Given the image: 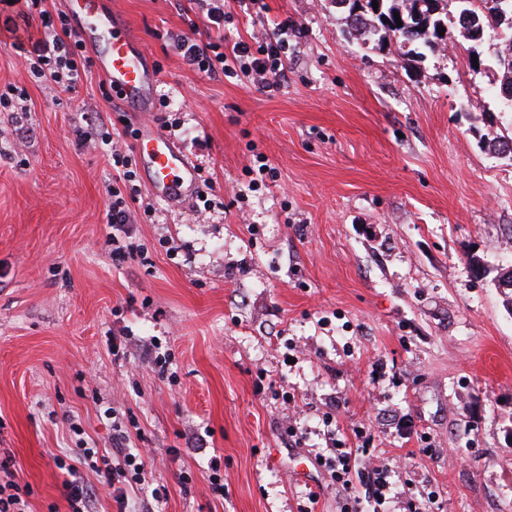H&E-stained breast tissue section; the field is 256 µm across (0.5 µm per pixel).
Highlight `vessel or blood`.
I'll return each instance as SVG.
<instances>
[{"mask_svg": "<svg viewBox=\"0 0 512 512\" xmlns=\"http://www.w3.org/2000/svg\"><path fill=\"white\" fill-rule=\"evenodd\" d=\"M64 6L77 18L75 33L92 49L95 67L113 97L122 100L128 111H150L159 75L135 35L118 20L112 0H64ZM135 149L155 196L171 200L192 196L196 169L160 127L143 122Z\"/></svg>", "mask_w": 512, "mask_h": 512, "instance_id": "b4317fda", "label": "vessel or blood"}]
</instances>
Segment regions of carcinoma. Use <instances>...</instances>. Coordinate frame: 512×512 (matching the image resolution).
Wrapping results in <instances>:
<instances>
[{
  "mask_svg": "<svg viewBox=\"0 0 512 512\" xmlns=\"http://www.w3.org/2000/svg\"><path fill=\"white\" fill-rule=\"evenodd\" d=\"M378 2L373 8L372 2ZM360 13L345 17L348 32L357 39L368 41L378 31L403 47L414 46L418 54L439 49L438 28L444 26L442 4L444 0H359ZM456 26L459 36L466 42L468 66H473L472 56L482 57L480 47L484 37H496L499 50L495 67L491 68L492 86L499 105L512 112V0H457ZM399 13L402 25L395 22Z\"/></svg>",
  "mask_w": 512,
  "mask_h": 512,
  "instance_id": "cac0c4a2",
  "label": "carcinoma"
}]
</instances>
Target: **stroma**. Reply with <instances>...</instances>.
<instances>
[{
    "label": "stroma",
    "instance_id": "obj_1",
    "mask_svg": "<svg viewBox=\"0 0 512 512\" xmlns=\"http://www.w3.org/2000/svg\"><path fill=\"white\" fill-rule=\"evenodd\" d=\"M112 7L199 193L166 201L137 174L146 258L113 261L111 150L81 133L142 118L98 72L71 92L34 81L16 47L40 22L0 0V92L27 93L0 112V453L30 512H65L55 457L111 455L116 423L151 451L132 512L153 488L150 512H342L349 492L315 462L330 411L393 471L378 512H512V304L495 282L512 156L486 145L512 137V112L487 75L449 46L419 59L350 38L336 0H226L220 32L206 0ZM283 22L277 88L200 73L172 40L229 48Z\"/></svg>",
    "mask_w": 512,
    "mask_h": 512
}]
</instances>
